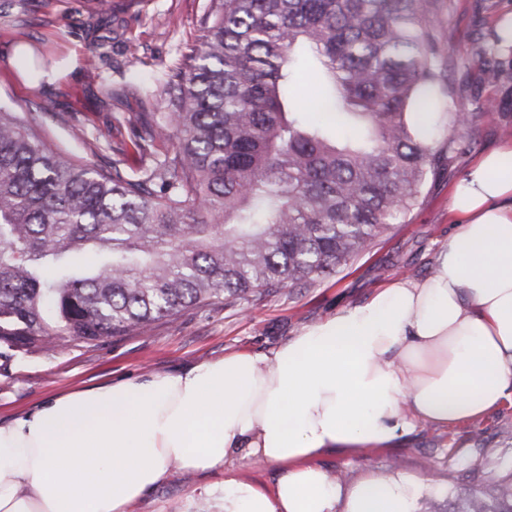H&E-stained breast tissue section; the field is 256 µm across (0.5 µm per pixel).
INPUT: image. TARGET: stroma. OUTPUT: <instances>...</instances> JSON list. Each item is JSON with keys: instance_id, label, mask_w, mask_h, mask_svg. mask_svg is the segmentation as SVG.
<instances>
[{"instance_id": "obj_1", "label": "stroma", "mask_w": 512, "mask_h": 512, "mask_svg": "<svg viewBox=\"0 0 512 512\" xmlns=\"http://www.w3.org/2000/svg\"><path fill=\"white\" fill-rule=\"evenodd\" d=\"M209 0H109L107 11L95 0H0V107L28 112L53 146L100 167L121 149L126 169L143 162L135 129L123 124L113 146H96L97 129L112 125L120 112L159 113L165 109V80L181 67L200 42L201 20ZM512 15V0H445L442 32L467 72L477 99L499 107L478 114L470 135L474 151L451 158L447 167L428 172L421 203L401 217L371 251L352 258L314 286L283 288L245 311L236 303L188 309L175 320L131 336L106 337L98 344H73L33 356H14L0 365V419L18 415L39 400L101 381L164 373L239 350L271 351L305 327L339 309L368 301L387 283L419 280L435 265L452 230V187L463 179L478 155L512 141V55L498 54L504 76L495 84L478 80L477 44L493 45L500 18ZM31 43L38 62L66 66L77 54L78 70L60 79L30 86L19 71L18 40ZM96 64L99 76L87 68ZM108 87L124 89L121 99L105 97ZM83 129L74 138L72 126ZM512 403L489 416L450 428L425 426L393 446L320 457L317 464L337 483L351 486L368 476L405 474L420 487L413 512H427L458 491L479 489L512 473ZM278 469L236 462L231 472L206 475L175 472L134 504L130 512H196L199 501L216 504L225 477L271 488Z\"/></svg>"}]
</instances>
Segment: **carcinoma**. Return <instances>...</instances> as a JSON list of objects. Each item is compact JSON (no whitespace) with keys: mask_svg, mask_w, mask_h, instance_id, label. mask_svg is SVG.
<instances>
[{"mask_svg":"<svg viewBox=\"0 0 512 512\" xmlns=\"http://www.w3.org/2000/svg\"><path fill=\"white\" fill-rule=\"evenodd\" d=\"M439 0H210L199 47L142 120L124 174L50 146L0 110V358L129 336L184 309L312 286L370 251L454 149L432 113H474L448 88ZM481 79L502 72L479 45ZM321 80L301 111L304 67ZM433 512H512V477Z\"/></svg>","mask_w":512,"mask_h":512,"instance_id":"1","label":"carcinoma"}]
</instances>
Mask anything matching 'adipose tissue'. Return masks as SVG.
I'll list each match as a JSON object with an SVG mask.
<instances>
[{
    "label": "adipose tissue",
    "mask_w": 512,
    "mask_h": 512,
    "mask_svg": "<svg viewBox=\"0 0 512 512\" xmlns=\"http://www.w3.org/2000/svg\"><path fill=\"white\" fill-rule=\"evenodd\" d=\"M450 209L431 276L391 281L275 350L94 384L0 420V512H129L171 469L241 455L281 472L269 490L225 480L224 512H412L414 479L346 491L314 460L512 401V143L477 159Z\"/></svg>",
    "instance_id": "obj_1"
}]
</instances>
